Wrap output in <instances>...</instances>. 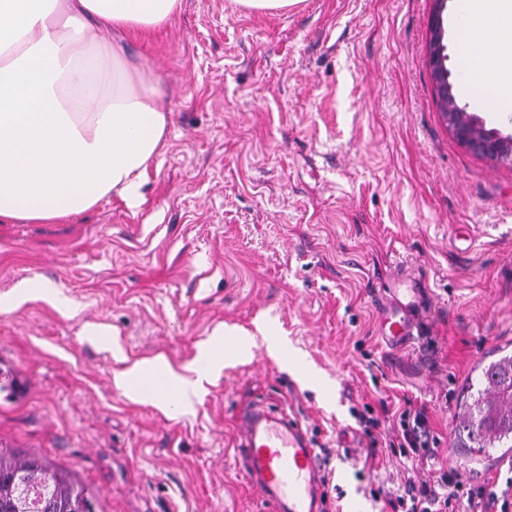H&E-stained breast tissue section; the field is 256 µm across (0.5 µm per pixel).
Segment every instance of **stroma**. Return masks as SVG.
Returning <instances> with one entry per match:
<instances>
[{
	"label": "stroma",
	"mask_w": 512,
	"mask_h": 512,
	"mask_svg": "<svg viewBox=\"0 0 512 512\" xmlns=\"http://www.w3.org/2000/svg\"><path fill=\"white\" fill-rule=\"evenodd\" d=\"M433 9L182 0L127 39L164 76L165 145L138 208L111 196L0 223V446L76 474L97 512H270L234 457L236 415L261 400L321 447L327 512H388L373 491L448 463L474 488L512 482V452L476 463L453 445L462 389L512 355V166L444 124ZM33 282L54 297L21 296ZM397 288L421 334L392 349L379 322ZM262 327L279 355L258 340L188 411L114 383L143 359L184 370L216 329ZM418 408L432 449L404 456L392 415ZM237 6L246 11H288V8L300 3L301 0H233Z\"/></svg>",
	"instance_id": "1"
}]
</instances>
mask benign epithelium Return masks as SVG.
I'll list each match as a JSON object with an SVG mask.
<instances>
[{
	"mask_svg": "<svg viewBox=\"0 0 512 512\" xmlns=\"http://www.w3.org/2000/svg\"><path fill=\"white\" fill-rule=\"evenodd\" d=\"M436 9L430 27L427 45L432 80L443 106L441 116L457 141L473 154L496 163L512 164V135H503L488 129L474 114L458 106L449 81L444 44L442 12L447 0H435Z\"/></svg>",
	"mask_w": 512,
	"mask_h": 512,
	"instance_id": "7a95c632",
	"label": "benign epithelium"
}]
</instances>
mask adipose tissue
Here are the masks:
<instances>
[{
  "label": "adipose tissue",
  "instance_id": "adipose-tissue-1",
  "mask_svg": "<svg viewBox=\"0 0 512 512\" xmlns=\"http://www.w3.org/2000/svg\"><path fill=\"white\" fill-rule=\"evenodd\" d=\"M181 0H0V223L52 222L115 195L138 206L164 145L162 79L106 34L162 28ZM462 94L512 112V0H459ZM233 343L216 330L188 373L145 360L118 373L130 396L154 399L162 376L192 406L203 375Z\"/></svg>",
  "mask_w": 512,
  "mask_h": 512
}]
</instances>
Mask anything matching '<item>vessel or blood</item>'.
Returning a JSON list of instances; mask_svg holds the SVG:
<instances>
[{
    "instance_id": "1",
    "label": "vessel or blood",
    "mask_w": 512,
    "mask_h": 512,
    "mask_svg": "<svg viewBox=\"0 0 512 512\" xmlns=\"http://www.w3.org/2000/svg\"><path fill=\"white\" fill-rule=\"evenodd\" d=\"M418 326L414 309L397 306L381 321L380 332L387 345L400 347L411 341ZM238 422L239 466L272 512H325L321 455L300 422L261 403L241 409Z\"/></svg>"
}]
</instances>
